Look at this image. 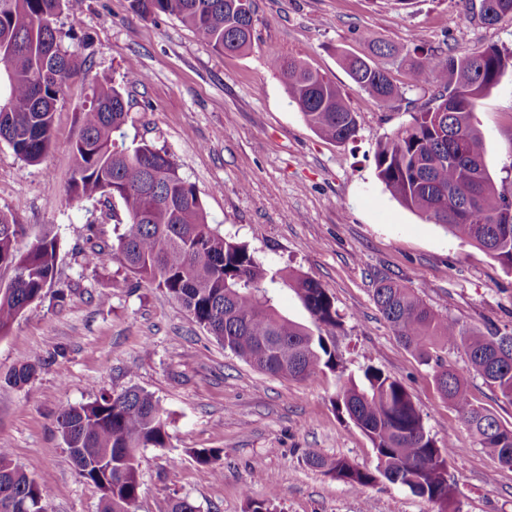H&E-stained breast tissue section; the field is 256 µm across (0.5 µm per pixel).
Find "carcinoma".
Listing matches in <instances>:
<instances>
[{
	"label": "carcinoma",
	"instance_id": "1",
	"mask_svg": "<svg viewBox=\"0 0 512 512\" xmlns=\"http://www.w3.org/2000/svg\"><path fill=\"white\" fill-rule=\"evenodd\" d=\"M74 0H0V140L30 165L52 144L53 115L70 80L78 76L53 27L62 8ZM142 18L164 14L178 19L220 55L252 45L254 20L241 0H130ZM512 15V0H490L489 26ZM288 94L305 122L321 137L346 143L356 137V113L336 85L302 59L270 54ZM351 79L380 107L401 96L388 76L366 55H346ZM512 51L489 47L478 53L438 61L415 44L410 54L413 81L437 91L434 106L378 145V178L405 207L466 239L512 272V202L498 191L488 172L482 133L473 124L479 100L507 71ZM90 88L79 113L72 144L73 174L66 188L69 203L105 197L119 199L126 223L112 259L140 280L165 291L224 348L260 372L302 380L316 370L336 366L328 334L341 327L333 298L307 276L269 272L247 247L209 224L194 185L185 181L168 156L141 143H118L128 119L119 89L83 74ZM23 228L0 211V269L11 272L0 286V337L52 286L58 241L42 235L20 246ZM291 288L309 312L313 327L282 316L269 286ZM373 300L397 339L423 362L432 349L464 350L471 369L512 402V350L503 348L512 334L498 336L462 326L435 312L410 289L388 277L376 279ZM440 393L456 409L477 444L503 468L512 469V428L476 405L453 369L437 364ZM36 365L25 363L7 379L26 384ZM335 406L372 443L375 470L345 458L307 453L306 463L326 469L353 487L380 479L408 488L460 512L453 484L444 478L449 450L425 430L406 388L381 369L368 366L362 378L348 379ZM57 428L77 473L101 491L102 512H135L141 492L139 450L169 445L166 410L150 393L130 387L120 393L64 408ZM220 451H194L207 472L218 474ZM48 487L29 477L0 448V512H47Z\"/></svg>",
	"mask_w": 512,
	"mask_h": 512
}]
</instances>
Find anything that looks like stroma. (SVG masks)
<instances>
[{
  "label": "stroma",
  "instance_id": "obj_1",
  "mask_svg": "<svg viewBox=\"0 0 512 512\" xmlns=\"http://www.w3.org/2000/svg\"><path fill=\"white\" fill-rule=\"evenodd\" d=\"M254 38L241 54L220 55L179 20H144L130 0H82L54 19L58 42L80 71L121 88L129 144L165 151L193 184L209 223L245 243L273 270L318 280L342 317L336 367L303 380L260 373L192 321L155 286L112 260L124 230L119 200L67 203L71 143L89 88L76 82L60 100L53 143L26 164L0 140V210L26 239L51 233L59 243L56 278L0 337V448L50 497L48 512H100L101 493L81 479L56 429L60 410L136 386L166 409L169 445L145 448L136 512H168L189 498L199 512H245L270 501L273 512H439L408 489L381 483L358 489L305 462L308 451L374 469L368 438L332 400L369 365L400 381L438 444L452 443L448 478L461 512H512V470L479 447L424 363L393 335L374 301V280L406 284L450 320L512 334V273L476 245L406 208L378 179L380 141L425 110L430 91L407 67L373 56L400 88L393 107L373 105L341 65L365 37L403 50L412 44L464 55L495 46L512 51V16L481 22L479 0H252ZM301 58L335 82L355 112L354 140L316 134L291 102L269 53ZM149 78L129 84V64ZM473 122L486 165L512 197V71L480 101ZM98 250L95 264L86 254ZM473 401L512 427V402L468 367L462 350L439 349ZM30 382L7 385L23 363ZM221 451V476L192 452Z\"/></svg>",
  "mask_w": 512,
  "mask_h": 512
}]
</instances>
